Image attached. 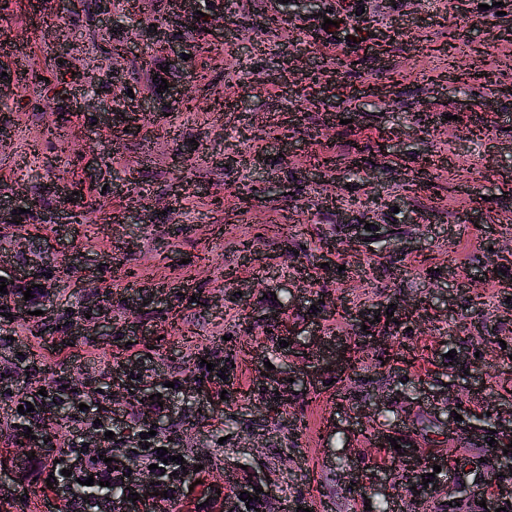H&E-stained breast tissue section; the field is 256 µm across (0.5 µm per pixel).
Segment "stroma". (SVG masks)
<instances>
[{
	"label": "stroma",
	"mask_w": 512,
	"mask_h": 512,
	"mask_svg": "<svg viewBox=\"0 0 512 512\" xmlns=\"http://www.w3.org/2000/svg\"><path fill=\"white\" fill-rule=\"evenodd\" d=\"M34 2L0 0V73L48 79L0 99L12 140L0 194L34 215L0 227V277L36 263L57 285L0 316V512H40L47 477L12 471L10 409L62 375L95 406L71 424L88 434L97 419L128 433L161 394L158 434L197 469L182 512H223L224 492L244 488L261 489L265 512H367L383 470L406 454L380 447L383 433L430 449L419 471L448 487L428 500L426 487L401 484L398 512H475L474 489L512 488V454L486 445L494 405L512 403V8L196 0L263 44L251 55L234 44L215 53V36L175 20L168 0H148L139 17L115 0L106 25L94 10L58 15L65 51L33 21ZM480 15L494 35L472 25ZM394 19L403 35L374 56L366 37ZM154 26L175 52L152 45ZM134 30L137 48L98 97L170 116L130 137L72 90ZM298 43L314 79L282 63ZM61 176L90 178L107 212L40 200ZM73 250L102 277L111 335L69 327L68 312H90L55 269ZM412 300L408 325L358 346L355 369L326 368L306 385L318 339L363 334L326 302L383 318ZM49 310L53 320L40 319ZM469 373L476 388L463 386ZM444 392L457 400L437 434L432 396ZM471 455L496 458V472L469 468ZM445 459L456 474L435 472Z\"/></svg>",
	"instance_id": "1"
}]
</instances>
